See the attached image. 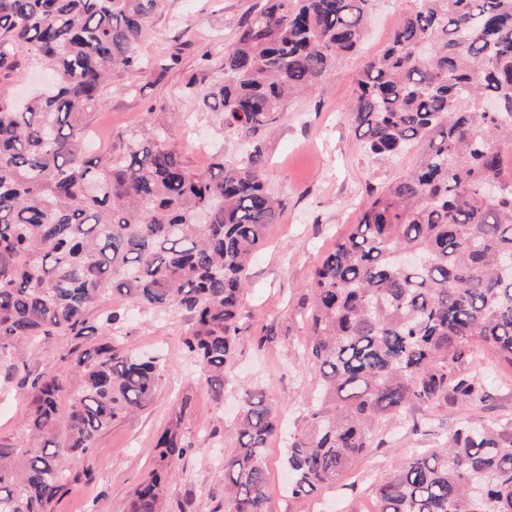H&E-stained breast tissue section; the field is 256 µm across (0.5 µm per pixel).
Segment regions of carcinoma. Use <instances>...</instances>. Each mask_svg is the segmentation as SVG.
I'll return each mask as SVG.
<instances>
[{
	"label": "carcinoma",
	"instance_id": "obj_1",
	"mask_svg": "<svg viewBox=\"0 0 512 512\" xmlns=\"http://www.w3.org/2000/svg\"><path fill=\"white\" fill-rule=\"evenodd\" d=\"M165 2L0 0V70L43 63L54 76L22 101L0 99V362L44 337L122 328L120 309L90 316L119 297L185 311L187 354L221 397L249 269L284 207L261 149L243 165L216 154L196 169L159 129L117 157L92 155L86 140L112 72L142 66L140 37ZM372 2L265 0L224 47L204 104L226 132L275 129L288 98L356 51ZM351 117L380 159L426 146L307 284L316 399L288 437L296 498L343 481L383 425L417 430V403L489 405L486 384L456 367L473 345L512 367V0H418L364 65ZM163 365L103 345L76 358L73 379L36 376L28 445L0 442V512H53L70 483L90 480L95 435L153 400ZM189 405L153 446L130 512H163L173 464L194 450ZM236 431L224 512H268L267 445L280 421L263 394L241 390ZM372 493L376 512H512V429L462 417Z\"/></svg>",
	"mask_w": 512,
	"mask_h": 512
}]
</instances>
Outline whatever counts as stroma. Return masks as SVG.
<instances>
[{
  "instance_id": "obj_1",
  "label": "stroma",
  "mask_w": 512,
  "mask_h": 512,
  "mask_svg": "<svg viewBox=\"0 0 512 512\" xmlns=\"http://www.w3.org/2000/svg\"><path fill=\"white\" fill-rule=\"evenodd\" d=\"M256 2L168 0L164 11L150 16L141 40L144 69L113 72L103 107L89 129L99 154L117 155L144 129L163 128L168 144L194 167L207 166L217 151L241 164L254 145H261L267 184L286 207L278 222L269 225L265 244L251 264L232 381L220 399L200 385L183 354L186 315L129 309L119 344L166 359L156 397L97 435L92 480L71 484L55 502L54 512H129L133 489L153 468L155 439L178 411L184 414L183 429L195 449L175 466L169 489L172 508L222 512L224 481L218 459L236 442L234 415L243 386L266 391L282 422L283 434L271 441L267 453L269 512H372L369 483L408 450L437 447L458 417L512 423V368L478 347L459 370L488 379L496 393L490 407L461 402L439 409L416 407L418 431L389 424L382 446L360 458L345 485L289 497L287 438L304 429L314 400V376L300 346L307 333L306 286L325 251L356 223L369 192L410 171L418 158L413 149L390 160L376 159L364 149L349 117L357 75L387 46L397 21L416 0H375L359 49L330 68L312 93L290 102L277 129L243 139L219 131V118L203 107L201 91L217 76L225 45ZM205 52L210 55L206 62L200 59ZM268 327L273 338L256 348V336ZM105 341L102 335L76 342L55 336L23 347L13 371L0 367V441L27 444L30 382L35 376L66 374L70 349L85 350ZM186 398L191 405L185 409L181 402Z\"/></svg>"
}]
</instances>
